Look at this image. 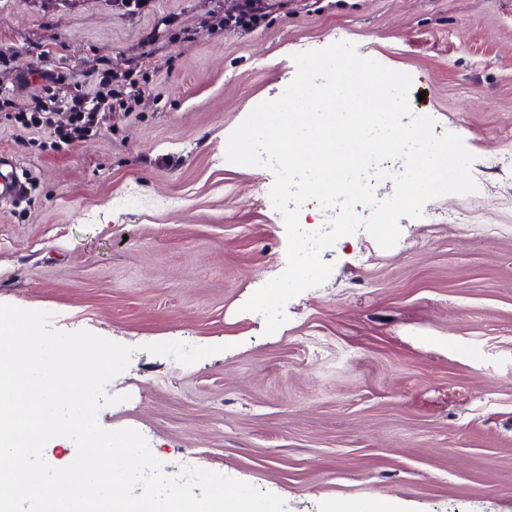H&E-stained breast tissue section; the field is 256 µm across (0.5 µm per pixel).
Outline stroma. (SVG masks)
Here are the masks:
<instances>
[{
	"label": "stroma",
	"mask_w": 512,
	"mask_h": 512,
	"mask_svg": "<svg viewBox=\"0 0 512 512\" xmlns=\"http://www.w3.org/2000/svg\"><path fill=\"white\" fill-rule=\"evenodd\" d=\"M229 0H0V151L27 185L0 201V303L133 347L108 385L168 475L185 466L273 492L285 512L391 501L396 512H512V0H264L258 26L215 24ZM338 40L413 78L410 104L475 156L471 195L401 218L381 249L358 231L320 253L321 286L266 334L243 304L287 263L264 167L230 133ZM133 74L114 110L57 150L16 122L51 92ZM225 345L185 367L152 343Z\"/></svg>",
	"instance_id": "obj_1"
}]
</instances>
